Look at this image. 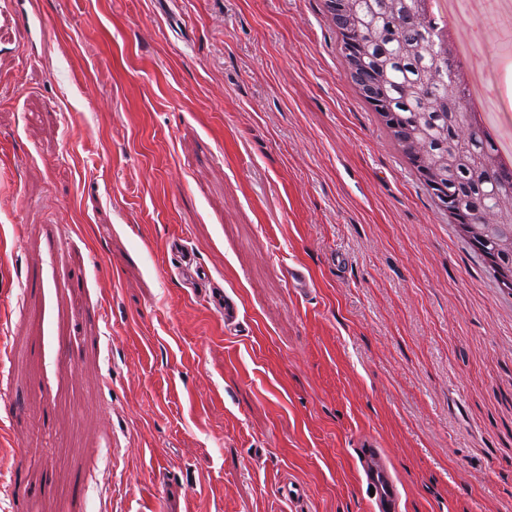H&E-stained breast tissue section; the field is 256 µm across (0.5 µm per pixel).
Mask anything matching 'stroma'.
<instances>
[{"mask_svg":"<svg viewBox=\"0 0 512 512\" xmlns=\"http://www.w3.org/2000/svg\"><path fill=\"white\" fill-rule=\"evenodd\" d=\"M445 7L500 112L512 11ZM339 53L324 0H0V512H372L369 437L402 512H512V295ZM209 301L221 314H224V329L237 331L241 325V312L231 297L220 288L213 290ZM357 467L361 482L370 492L374 488L372 510L374 512H402V494L398 480L392 473L390 460L377 440L365 439L356 451Z\"/></svg>","mask_w":512,"mask_h":512,"instance_id":"1","label":"stroma"}]
</instances>
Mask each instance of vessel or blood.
I'll return each instance as SVG.
<instances>
[{
    "label": "vessel or blood",
    "mask_w": 512,
    "mask_h": 512,
    "mask_svg": "<svg viewBox=\"0 0 512 512\" xmlns=\"http://www.w3.org/2000/svg\"><path fill=\"white\" fill-rule=\"evenodd\" d=\"M209 300L215 309L223 314L226 330L235 331L241 327L240 309L223 290H213ZM356 454L361 481L374 490L373 512H402L399 482L392 473L386 452L380 448L377 440L365 439Z\"/></svg>",
    "instance_id": "b4317fda"
}]
</instances>
